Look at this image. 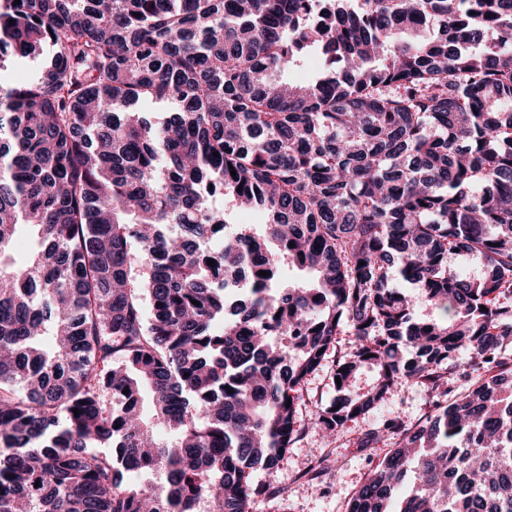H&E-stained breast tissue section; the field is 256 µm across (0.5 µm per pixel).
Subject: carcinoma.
I'll return each mask as SVG.
<instances>
[{
    "instance_id": "obj_1",
    "label": "carcinoma",
    "mask_w": 512,
    "mask_h": 512,
    "mask_svg": "<svg viewBox=\"0 0 512 512\" xmlns=\"http://www.w3.org/2000/svg\"><path fill=\"white\" fill-rule=\"evenodd\" d=\"M47 44L0 82V512H249L346 327L323 437L434 399L347 512H512V0H0V62ZM54 49L45 47L42 55L35 59L20 56H9L3 62L1 75H5L14 82H31L34 81L44 65L50 60Z\"/></svg>"
}]
</instances>
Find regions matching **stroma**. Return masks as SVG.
I'll return each instance as SVG.
<instances>
[{"mask_svg": "<svg viewBox=\"0 0 512 512\" xmlns=\"http://www.w3.org/2000/svg\"><path fill=\"white\" fill-rule=\"evenodd\" d=\"M353 343L352 336H337L323 366L306 381L299 399V435L279 469L259 473L255 482L279 487L281 496L256 497L251 512H346L354 490L388 452L386 446L361 447L360 441L383 420L398 418L412 424L431 413L433 405L417 381L399 385L386 404L365 417L347 423L335 439L325 440L313 427L319 412L329 404L336 360ZM322 467L318 482H311L309 469Z\"/></svg>", "mask_w": 512, "mask_h": 512, "instance_id": "1", "label": "stroma"}]
</instances>
